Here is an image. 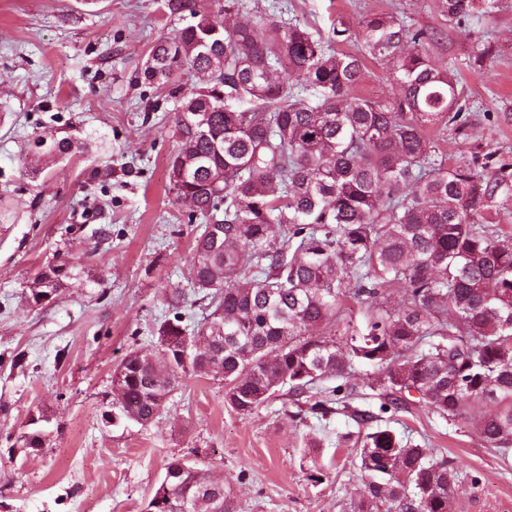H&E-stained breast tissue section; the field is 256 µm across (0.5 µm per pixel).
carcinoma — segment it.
Listing matches in <instances>:
<instances>
[{
  "label": "carcinoma",
  "instance_id": "obj_1",
  "mask_svg": "<svg viewBox=\"0 0 512 512\" xmlns=\"http://www.w3.org/2000/svg\"><path fill=\"white\" fill-rule=\"evenodd\" d=\"M498 0H441L448 24L492 12ZM184 22L151 46L149 83L175 95L187 70L196 84L179 99L171 134L169 191L204 221L186 261L187 282L208 301L189 329L181 312L161 322L157 349L119 364L121 415L154 420L187 373L221 363L224 402L247 416L282 389L301 395L340 380L311 404L317 419L364 363L379 413L416 402L451 421H476L489 448L512 449V242L494 225L512 221V164L491 153L448 165L426 128L463 121L457 75L438 68L404 17L373 12L359 22L363 51L345 52L341 20L316 38L298 19H271L243 0H163ZM387 70L389 100L355 93L365 62ZM54 164L75 145L35 141ZM73 268L43 270L31 298L56 294ZM353 299L361 319L344 313ZM196 343L189 359L179 343ZM363 478L350 512H453L460 463L414 444L390 426L362 436ZM147 512H233L221 482L185 465Z\"/></svg>",
  "mask_w": 512,
  "mask_h": 512
}]
</instances>
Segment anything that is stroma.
<instances>
[{
	"instance_id": "1",
	"label": "stroma",
	"mask_w": 512,
	"mask_h": 512,
	"mask_svg": "<svg viewBox=\"0 0 512 512\" xmlns=\"http://www.w3.org/2000/svg\"><path fill=\"white\" fill-rule=\"evenodd\" d=\"M312 29L369 12H400L426 30L437 64L459 78L467 128L429 135L449 163L495 151L512 163V0L488 17L449 26L441 0H287ZM174 24L160 0H0V512H144L174 459L223 477L234 512H347L361 488L349 408L381 403L365 368L357 397L328 419L299 416L309 395L280 392L252 414L224 404V380L189 375L161 414L140 425L113 405L115 365L151 350L188 291L184 259L196 224L168 190L175 103L141 67ZM494 55L475 60L477 45ZM80 149L42 166L41 133ZM74 264L53 300L30 303L29 286L57 255ZM47 421L42 448L22 437ZM390 425L461 461L456 512H512V456L486 447L475 423L441 418L417 403Z\"/></svg>"
}]
</instances>
